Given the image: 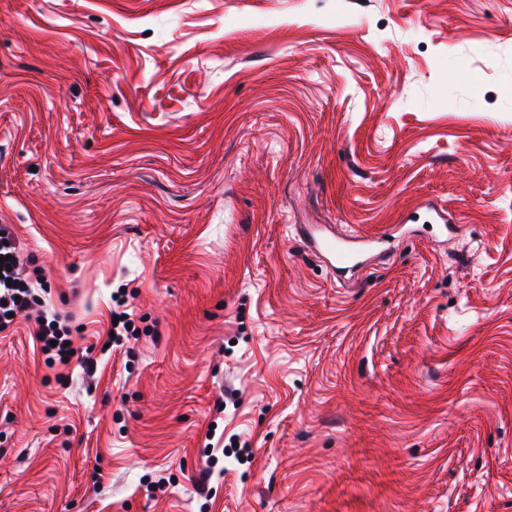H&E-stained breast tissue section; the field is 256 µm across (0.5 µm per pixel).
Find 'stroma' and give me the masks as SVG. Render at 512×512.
Instances as JSON below:
<instances>
[{
	"label": "stroma",
	"mask_w": 512,
	"mask_h": 512,
	"mask_svg": "<svg viewBox=\"0 0 512 512\" xmlns=\"http://www.w3.org/2000/svg\"><path fill=\"white\" fill-rule=\"evenodd\" d=\"M1 224L0 512H512V0H0ZM10 256V260H7ZM0 258H4V263H0V330L6 329L14 320V317L22 311H27L37 304L38 299L32 291L29 276L25 277V268L23 258L20 252V246L12 230L7 225H0ZM7 265H10L11 271H7ZM12 280V286H8V281ZM17 283V286H14ZM3 300L7 305L3 306ZM9 313H14V317L8 318ZM319 249L333 256L336 270L341 273H356L364 267L363 251L353 247L347 239L325 238ZM57 314H42L37 317V340L42 344L41 350L49 357H58L59 360L69 358V352L73 351L70 328L62 324ZM51 341H56V346H51Z\"/></svg>",
	"instance_id": "obj_1"
}]
</instances>
